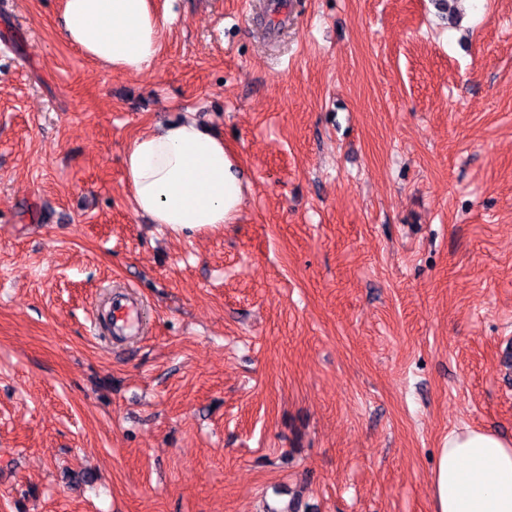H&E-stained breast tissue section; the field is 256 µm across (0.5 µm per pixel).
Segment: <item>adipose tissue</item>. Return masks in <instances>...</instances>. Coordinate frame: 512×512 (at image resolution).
I'll return each instance as SVG.
<instances>
[{
  "mask_svg": "<svg viewBox=\"0 0 512 512\" xmlns=\"http://www.w3.org/2000/svg\"><path fill=\"white\" fill-rule=\"evenodd\" d=\"M63 34L113 74L141 75L159 57L175 0H63ZM136 212L181 235L233 221L244 203L237 164L224 140L193 119L142 133L123 159ZM434 512H512V441L468 426L449 431L433 470Z\"/></svg>",
  "mask_w": 512,
  "mask_h": 512,
  "instance_id": "obj_1",
  "label": "adipose tissue"
}]
</instances>
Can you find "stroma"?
I'll return each mask as SVG.
<instances>
[{"instance_id":"obj_1","label":"stroma","mask_w":512,"mask_h":512,"mask_svg":"<svg viewBox=\"0 0 512 512\" xmlns=\"http://www.w3.org/2000/svg\"><path fill=\"white\" fill-rule=\"evenodd\" d=\"M461 2L177 0L123 75L0 0V512H432L512 440V0ZM186 116L246 199L174 236L122 155ZM132 292L128 289L121 295L114 296L110 308V321L116 333H125L139 326L141 321V307L131 300ZM431 481L435 512H512V441L454 428L443 440Z\"/></svg>"}]
</instances>
